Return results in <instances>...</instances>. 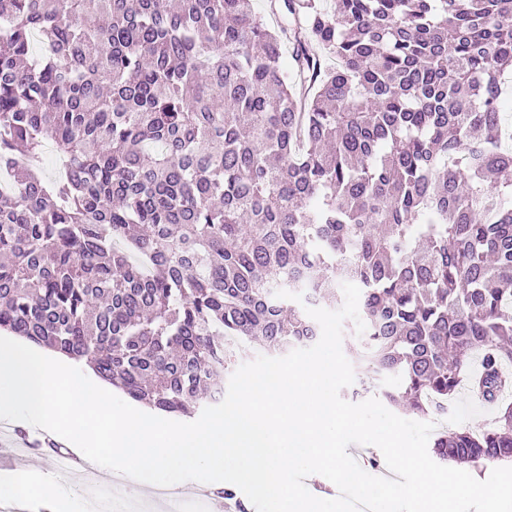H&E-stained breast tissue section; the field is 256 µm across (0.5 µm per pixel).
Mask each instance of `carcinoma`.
Instances as JSON below:
<instances>
[{
  "label": "carcinoma",
  "mask_w": 512,
  "mask_h": 512,
  "mask_svg": "<svg viewBox=\"0 0 512 512\" xmlns=\"http://www.w3.org/2000/svg\"><path fill=\"white\" fill-rule=\"evenodd\" d=\"M0 0V331L155 410L360 289L356 363L406 413L481 356L442 460H512V0ZM42 60L27 64L32 36ZM288 46L291 68L282 64ZM53 142L65 174L36 158Z\"/></svg>",
  "instance_id": "obj_1"
}]
</instances>
